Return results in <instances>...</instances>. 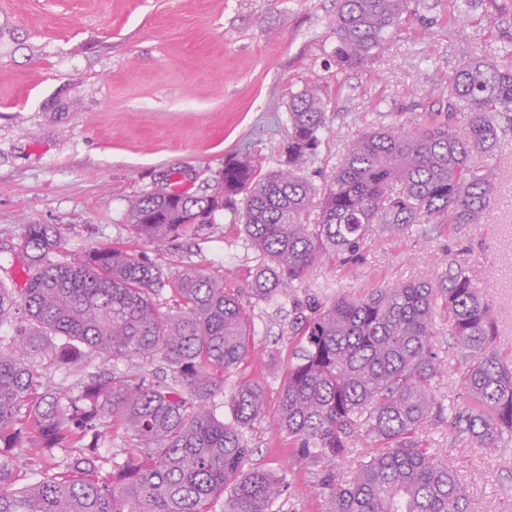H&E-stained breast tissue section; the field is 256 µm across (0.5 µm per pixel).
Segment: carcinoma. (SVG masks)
Returning <instances> with one entry per match:
<instances>
[{
    "label": "carcinoma",
    "instance_id": "cac0c4a2",
    "mask_svg": "<svg viewBox=\"0 0 512 512\" xmlns=\"http://www.w3.org/2000/svg\"><path fill=\"white\" fill-rule=\"evenodd\" d=\"M412 4L336 0L337 71L379 58ZM465 17L458 6L448 13L452 37H462ZM326 129L312 80L288 102L285 167L262 175L249 156H231L214 192H145L129 202L127 222L137 239L162 248L242 197L244 231L260 257L248 289L257 303L293 292L314 264L355 253L372 232L479 224L494 199L487 158L512 129V46L464 57L438 99L412 117L369 127L318 187L304 165ZM19 246L21 287L0 281V318L15 320L10 342L0 346V512H215L220 495L224 512H273L287 486L247 467L243 438L266 415L264 389L250 381L224 389L253 356L242 291L195 266L171 279L120 245L60 261L58 224L23 225ZM166 287L174 298L168 311L158 300ZM440 314L469 358L461 407L445 409L434 394ZM494 326L491 304L461 269L434 284L338 297L293 326L306 344L288 366L270 426L319 467L329 512H467L459 479L415 434L445 413L481 448L493 450L512 433V362L491 350ZM98 359L127 366L88 373ZM157 359L169 377L140 371ZM71 371L83 373L75 398L52 378ZM222 394L229 421L216 415ZM360 424L377 452L341 481L336 460ZM116 428L125 446L104 476L101 449ZM21 458L40 468V479L18 465Z\"/></svg>",
    "mask_w": 512,
    "mask_h": 512
}]
</instances>
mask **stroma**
<instances>
[{
    "label": "stroma",
    "mask_w": 512,
    "mask_h": 512,
    "mask_svg": "<svg viewBox=\"0 0 512 512\" xmlns=\"http://www.w3.org/2000/svg\"><path fill=\"white\" fill-rule=\"evenodd\" d=\"M449 0H416L399 35L370 67L336 71L328 25L335 0H0V279L19 267L20 227L59 224L65 249L111 243L137 250L175 276L167 253L138 240L129 198L175 188L213 192L225 158L279 168L288 102L318 75L328 132L305 174L321 184L375 107L398 118L427 106L465 54L512 41V0H474L467 42L449 38ZM496 200L480 224H415L394 238L370 233L359 254L311 270L303 288L331 304L391 282H438L459 267L494 308L492 348L512 361V132L493 158ZM186 262L247 288L259 263L232 210L179 239ZM257 360L232 380L258 382L274 413L288 364L303 345L292 335L291 297L250 306ZM434 350L443 367L435 396L461 405L460 353L446 321ZM250 467L286 479L280 512H329L316 467L266 418L244 432ZM422 439L453 470L469 512H512V440L474 446L435 420Z\"/></svg>",
    "instance_id": "1"
}]
</instances>
